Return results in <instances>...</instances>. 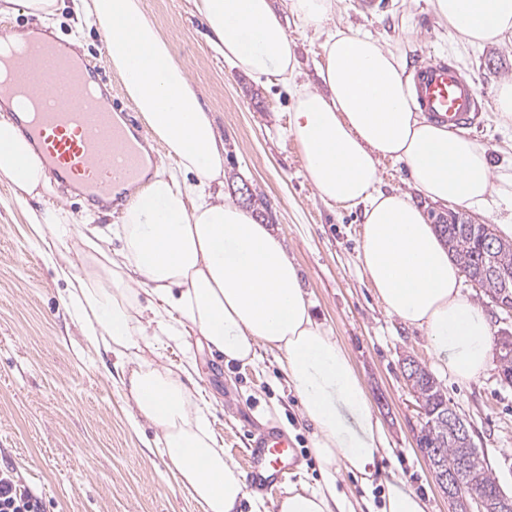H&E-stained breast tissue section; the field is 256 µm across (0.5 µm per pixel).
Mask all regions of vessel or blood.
<instances>
[{
	"label": "vessel or blood",
	"mask_w": 512,
	"mask_h": 512,
	"mask_svg": "<svg viewBox=\"0 0 512 512\" xmlns=\"http://www.w3.org/2000/svg\"><path fill=\"white\" fill-rule=\"evenodd\" d=\"M91 72L90 63L40 26L19 41L0 30V102L18 112L46 174L87 202L117 207L125 188L143 173L142 141L130 133L134 119L116 118L118 100L99 91ZM406 79L417 110L449 127L472 124L483 110L475 80L454 61H419ZM297 459L287 433L271 428L251 435L248 489L275 491L287 482Z\"/></svg>",
	"instance_id": "vessel-or-blood-1"
}]
</instances>
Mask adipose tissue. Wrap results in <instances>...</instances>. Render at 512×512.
I'll list each match as a JSON object with an SVG mask.
<instances>
[{
	"label": "adipose tissue",
	"instance_id": "1",
	"mask_svg": "<svg viewBox=\"0 0 512 512\" xmlns=\"http://www.w3.org/2000/svg\"><path fill=\"white\" fill-rule=\"evenodd\" d=\"M104 35L108 60L155 138L175 157L125 207L114 232L87 216L82 269L59 267L64 306L98 351L130 361L126 388L135 420L200 512H241L249 494L210 428L212 404L194 388L193 365L157 364L196 332L225 365L276 352L313 427L323 480L253 512H346L336 477L368 482L384 435L362 383L331 331L318 322L282 239L224 197V146L185 71L143 10V0H83ZM336 0H194L211 46L245 75L275 79L294 102L291 133L322 200L362 207L359 258L387 315L428 338L440 368L469 382L493 366L485 309L464 292L459 265L418 205L482 209L512 199V168L494 172L487 147L416 111L392 49L358 31L326 32ZM460 38H512V0H434ZM325 33L323 90L295 83L297 60L283 23ZM404 165L411 192L383 191L381 159ZM0 178L18 198L51 193L39 156L13 118L0 114ZM120 246L110 249L109 238Z\"/></svg>",
	"mask_w": 512,
	"mask_h": 512
}]
</instances>
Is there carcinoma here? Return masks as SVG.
Returning a JSON list of instances; mask_svg holds the SVG:
<instances>
[{
  "label": "carcinoma",
  "instance_id": "carcinoma-1",
  "mask_svg": "<svg viewBox=\"0 0 512 512\" xmlns=\"http://www.w3.org/2000/svg\"><path fill=\"white\" fill-rule=\"evenodd\" d=\"M435 228L444 239L452 257L458 262L466 277H478L480 287L492 299L512 304V241L497 238V251L493 265L496 274L483 273L485 263L482 243L489 224L441 223ZM499 358L505 379L512 380V336L499 339ZM406 378L417 394V399L428 408V417L421 428L419 444L425 449L438 450L448 459L463 462V474L456 488L455 496L469 499L470 492L480 489L493 501L497 497L499 484L492 470L480 453H471L464 446L460 436L448 432L441 416L448 410V398L440 383L426 367L409 361L405 367Z\"/></svg>",
  "mask_w": 512,
  "mask_h": 512
}]
</instances>
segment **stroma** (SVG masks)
I'll use <instances>...</instances> for the list:
<instances>
[{
	"label": "stroma",
	"mask_w": 512,
	"mask_h": 512,
	"mask_svg": "<svg viewBox=\"0 0 512 512\" xmlns=\"http://www.w3.org/2000/svg\"><path fill=\"white\" fill-rule=\"evenodd\" d=\"M364 13L360 0H336L329 27L370 34L404 62L453 59L477 83L486 108L469 128L497 164L512 160V125L495 115L496 86L512 75V42L472 45L440 23L433 0H378ZM146 16L185 69L224 141V194L272 225L297 264L318 321L328 326L358 374L386 450L371 486L342 473L336 491L354 512H379L385 483L409 481L426 512H452L417 446L422 421L403 372L406 360L425 366L440 382L449 406L469 428L505 493L512 495V383L500 369L462 383L441 370L426 336L390 317L359 260L362 207L324 202L305 172L290 132L293 101L283 85L262 84L216 53L193 0H143ZM96 66L130 115L121 76L112 69L105 38L83 18L80 0H62L48 24ZM297 82L319 85L323 38L297 24ZM50 202L72 216L50 243L36 237L28 205L0 180V467L12 469L41 501V512H199L179 488L164 457L151 447L150 427L134 431L133 402L109 374L113 358L99 355L62 305L66 283L56 258L83 264L82 224L90 209L65 189ZM192 358L195 381L212 403L210 425L235 463L250 434L277 427L296 442L299 468L288 487L322 480L310 451L312 429L274 354L256 364L225 367L197 336L171 345L162 364Z\"/></svg>",
	"instance_id": "obj_1"
}]
</instances>
